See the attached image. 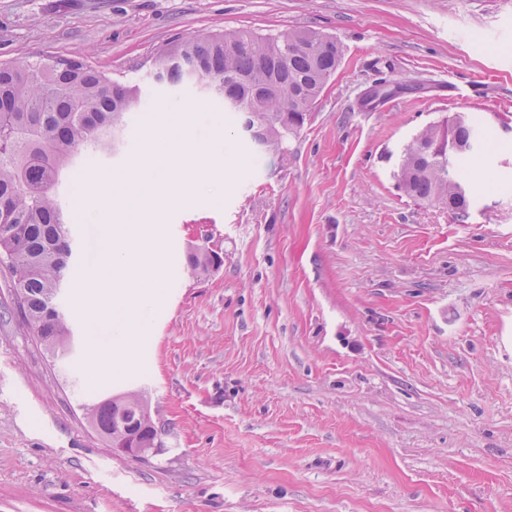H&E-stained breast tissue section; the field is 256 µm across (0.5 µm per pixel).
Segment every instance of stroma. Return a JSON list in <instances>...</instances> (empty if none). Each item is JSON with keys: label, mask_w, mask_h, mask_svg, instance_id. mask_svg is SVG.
Listing matches in <instances>:
<instances>
[{"label": "stroma", "mask_w": 512, "mask_h": 512, "mask_svg": "<svg viewBox=\"0 0 512 512\" xmlns=\"http://www.w3.org/2000/svg\"><path fill=\"white\" fill-rule=\"evenodd\" d=\"M306 29L344 56L273 153L199 85L147 78L190 36ZM40 57L149 101L100 176L188 107L195 139L223 144L226 188L165 215L132 369H90L98 225L72 220L65 360L0 270V512H512V0H0V63ZM379 81L397 94L361 107ZM457 115L487 144L462 223L396 179L405 144ZM198 245L224 262L191 276ZM130 391L169 428L158 454L114 451L83 410Z\"/></svg>", "instance_id": "obj_1"}]
</instances>
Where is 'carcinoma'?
<instances>
[{
    "label": "carcinoma",
    "mask_w": 512,
    "mask_h": 512,
    "mask_svg": "<svg viewBox=\"0 0 512 512\" xmlns=\"http://www.w3.org/2000/svg\"><path fill=\"white\" fill-rule=\"evenodd\" d=\"M342 58L336 39L315 30L259 36L247 30L186 38L152 63L163 79L185 78L192 61L219 98L240 99L237 114L250 144L253 116L288 117L287 132L302 126ZM144 104L137 84L126 85L75 57L0 65V267L17 288L19 312L56 358L70 352L71 331L57 299L71 269L70 217L58 189L78 162L114 149L126 116ZM481 137L476 123L458 117L420 130L402 151L397 179L406 194L446 200L448 213L468 216L467 163ZM222 256L192 247L193 274L221 266ZM97 432L132 448L163 447V427L123 397L85 407Z\"/></svg>",
    "instance_id": "cac0c4a2"
}]
</instances>
